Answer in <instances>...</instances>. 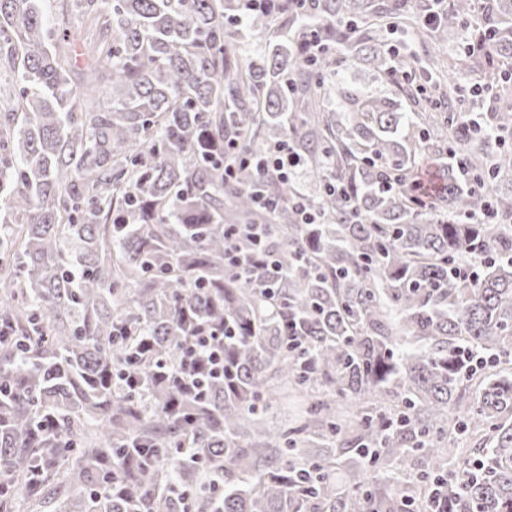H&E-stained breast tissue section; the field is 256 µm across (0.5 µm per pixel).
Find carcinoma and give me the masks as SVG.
<instances>
[{
	"mask_svg": "<svg viewBox=\"0 0 512 512\" xmlns=\"http://www.w3.org/2000/svg\"><path fill=\"white\" fill-rule=\"evenodd\" d=\"M431 6L279 0L247 17L280 25L243 64L239 0H112L87 64L112 100L90 105L47 0H0V512L61 485L71 512H512V0H451L428 31ZM395 23L462 38L438 83L401 90L416 112L336 66L441 68L386 50ZM468 98L491 109L466 126ZM288 142L311 193L224 173L226 144ZM258 188L274 265L246 271ZM200 325L224 368L200 362L193 391ZM290 396L304 413L265 433ZM475 429L485 447L454 453Z\"/></svg>",
	"mask_w": 512,
	"mask_h": 512,
	"instance_id": "cac0c4a2",
	"label": "carcinoma"
}]
</instances>
